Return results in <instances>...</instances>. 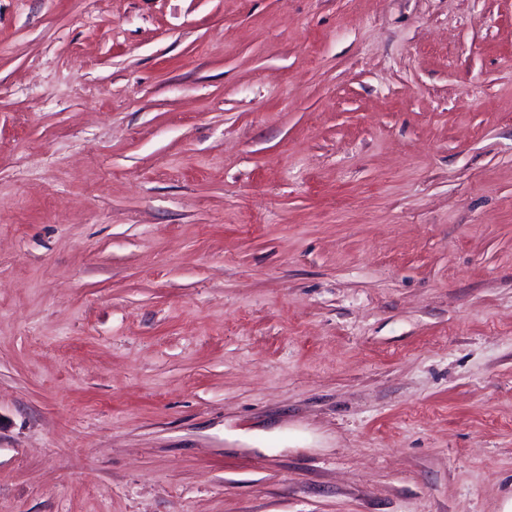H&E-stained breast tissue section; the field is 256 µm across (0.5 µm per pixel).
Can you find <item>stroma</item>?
I'll return each mask as SVG.
<instances>
[{"label": "stroma", "mask_w": 512, "mask_h": 512, "mask_svg": "<svg viewBox=\"0 0 512 512\" xmlns=\"http://www.w3.org/2000/svg\"><path fill=\"white\" fill-rule=\"evenodd\" d=\"M512 0H0V512H503Z\"/></svg>", "instance_id": "stroma-1"}]
</instances>
